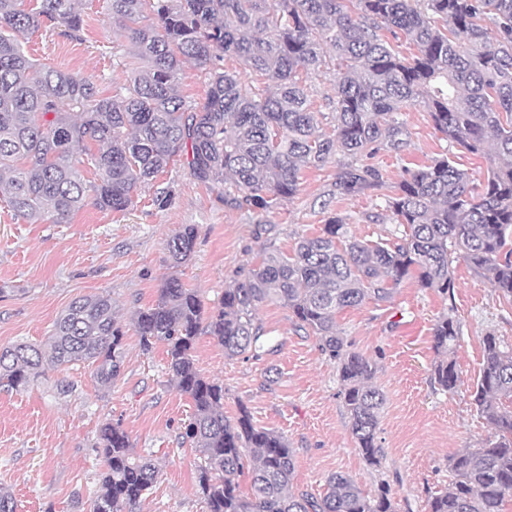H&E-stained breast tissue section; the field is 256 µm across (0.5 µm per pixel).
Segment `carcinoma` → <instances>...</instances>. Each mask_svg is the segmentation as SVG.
Wrapping results in <instances>:
<instances>
[{"label": "carcinoma", "instance_id": "carcinoma-1", "mask_svg": "<svg viewBox=\"0 0 512 512\" xmlns=\"http://www.w3.org/2000/svg\"><path fill=\"white\" fill-rule=\"evenodd\" d=\"M76 2L33 0L27 8L0 0V200L29 224L48 216L69 223L89 191L100 210L122 212L176 156L186 157L194 180L218 189L224 206L257 218L299 194L303 170L329 164L332 197L380 196L384 211L367 219L391 214L400 227L394 241L352 239L341 249L346 221L331 216L292 252L262 251L207 312L196 289L165 277L135 328L143 352L166 346L169 371L193 401L180 438L203 456L198 487L208 512H396L387 485L368 498L342 473L319 498L294 493L287 440L255 426L243 405L235 419L224 416V386L197 369L194 345L203 324L225 356L257 357L267 346L257 309L287 307L336 363L352 438L380 466L384 395L372 384L373 362L349 349L336 313L387 300L411 277L446 295L460 261L512 301V0H106L108 22L141 62L125 93L111 97L75 73L37 67L20 40L57 24L79 37ZM387 33L417 54L403 55ZM228 60L238 67L226 68ZM186 62L208 74L200 105L176 89ZM329 65L336 81L325 97L333 120L325 133V113L313 111L303 77ZM417 102L450 145L489 160L484 184L446 154L395 183L366 162L405 151L409 132L398 115ZM86 164L98 182H86ZM194 240L192 224L167 240L173 265L189 260ZM124 336L110 295L79 297L45 344L0 349V386L19 391L47 368L81 362L109 389L124 363ZM432 337L439 359L431 380L452 392L461 324L444 315ZM483 344L471 398L491 434L448 458L453 480L431 496L429 512H503L512 499V347L495 336ZM95 449L104 471L92 512H140L157 476L152 460L134 455L118 423L101 425ZM245 472L247 496L237 482Z\"/></svg>", "mask_w": 512, "mask_h": 512}]
</instances>
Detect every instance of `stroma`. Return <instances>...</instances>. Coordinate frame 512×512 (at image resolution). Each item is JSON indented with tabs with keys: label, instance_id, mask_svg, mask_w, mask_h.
<instances>
[{
	"label": "stroma",
	"instance_id": "stroma-1",
	"mask_svg": "<svg viewBox=\"0 0 512 512\" xmlns=\"http://www.w3.org/2000/svg\"><path fill=\"white\" fill-rule=\"evenodd\" d=\"M79 10V39L59 28L40 31L25 36L26 50L39 65L90 77L101 95H115L137 62L127 54L113 57V48L127 40L107 23L103 0H81ZM401 118L410 133L407 149L373 159L391 182L448 147L423 104L408 107ZM334 173L331 166L305 170L299 194L260 220L224 206L180 157L156 179L172 191L163 208L153 204L152 190L142 189L123 212L89 204L67 224H28L0 202V347L45 343L72 300L101 292L111 295L126 332L123 368L110 390L80 364L48 371L20 391L0 389V487L13 493L17 512H91L104 468L94 444L107 421L120 423L135 452L151 457L158 469L142 512H206L198 488L200 454L179 438L193 403L172 378L164 345L142 353L133 318L156 301L162 278L171 274L212 307L264 248L291 252L299 236L321 234L330 212L345 217L349 234L359 239L390 238L394 224L366 219L375 197L353 196L321 209ZM186 224L196 228L193 253L174 269L166 241ZM454 277L449 296L409 279L391 300H369L336 316L352 348L374 362V382L386 398L381 466L369 465L356 448L336 366L315 336L296 330L287 307L267 304L257 313L270 352L228 358L202 332L195 365L223 385L225 416L247 407L255 425L286 438L295 457L294 492L323 495L328 477L339 472L370 498L380 484L389 485L397 512H427L429 497L452 480L449 457L490 433L470 398L484 337L512 345V301L466 264L456 265ZM447 313L462 327L454 354L461 383L453 393L435 389L430 377L432 329ZM61 380L73 384L71 393L58 392Z\"/></svg>",
	"mask_w": 512,
	"mask_h": 512
}]
</instances>
